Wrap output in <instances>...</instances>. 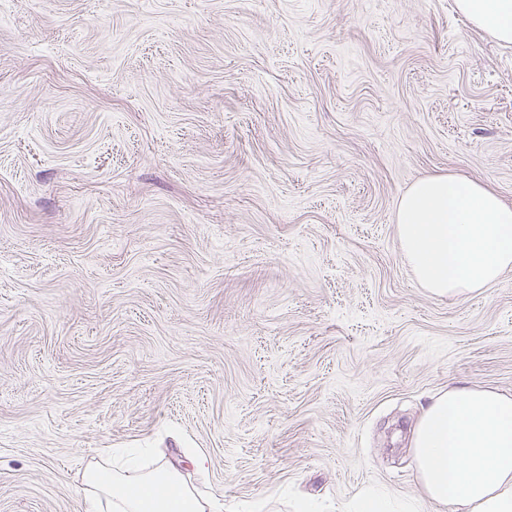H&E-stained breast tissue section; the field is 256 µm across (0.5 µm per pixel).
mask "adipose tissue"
Returning <instances> with one entry per match:
<instances>
[{
  "label": "adipose tissue",
  "instance_id": "1",
  "mask_svg": "<svg viewBox=\"0 0 512 512\" xmlns=\"http://www.w3.org/2000/svg\"><path fill=\"white\" fill-rule=\"evenodd\" d=\"M473 25L512 44V0H455ZM400 248L433 296L459 298L512 270V205L486 183L450 175L417 180L395 216ZM410 448L424 501L433 512H512V394L450 386L415 425ZM128 449L122 471L87 469L86 512H224L223 495L200 498L159 463L148 473Z\"/></svg>",
  "mask_w": 512,
  "mask_h": 512
}]
</instances>
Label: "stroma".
Returning a JSON list of instances; mask_svg holds the SVG:
<instances>
[{
  "label": "stroma",
  "instance_id": "1",
  "mask_svg": "<svg viewBox=\"0 0 512 512\" xmlns=\"http://www.w3.org/2000/svg\"><path fill=\"white\" fill-rule=\"evenodd\" d=\"M439 174L512 204V47L454 0H12L0 512H84L106 448L244 512H429L423 406L512 393V271L439 298L401 255ZM346 512H412L403 503L393 500L375 488L360 493Z\"/></svg>",
  "mask_w": 512,
  "mask_h": 512
}]
</instances>
